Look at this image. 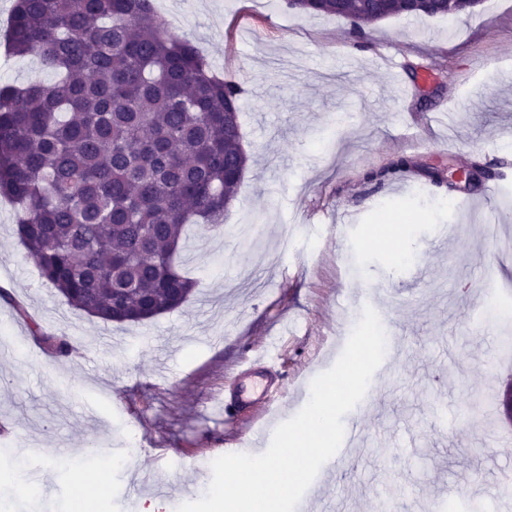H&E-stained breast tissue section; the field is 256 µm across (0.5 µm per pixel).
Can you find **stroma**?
<instances>
[{"label":"stroma","instance_id":"obj_1","mask_svg":"<svg viewBox=\"0 0 512 512\" xmlns=\"http://www.w3.org/2000/svg\"><path fill=\"white\" fill-rule=\"evenodd\" d=\"M211 69L239 82L249 156L219 233L190 239L183 269L197 286L182 308L116 324L71 306L41 278L0 198V512H73L93 452L122 455L88 512H132L164 484L169 503L201 498L211 463L269 447L305 405L312 380L340 357L364 299L391 349L364 405L344 423L366 445L312 482L320 512H498L500 471L482 422L502 401L512 317L492 293L512 281V198L484 222L486 190L512 194V0L453 17L390 18L363 30L277 0H154ZM404 158L412 173L386 169ZM481 171L449 192L448 170ZM438 170V178L426 169ZM453 224V238L441 236ZM391 226L398 243L377 240ZM67 336L57 356L36 332ZM268 363L251 364L259 353ZM275 373L279 390L224 419V393ZM138 448L128 451L129 437Z\"/></svg>","mask_w":512,"mask_h":512}]
</instances>
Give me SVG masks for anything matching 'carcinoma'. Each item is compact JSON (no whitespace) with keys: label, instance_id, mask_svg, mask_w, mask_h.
Segmentation results:
<instances>
[{"label":"carcinoma","instance_id":"obj_1","mask_svg":"<svg viewBox=\"0 0 512 512\" xmlns=\"http://www.w3.org/2000/svg\"><path fill=\"white\" fill-rule=\"evenodd\" d=\"M356 26L448 17V0H286ZM9 54L38 55L53 79L0 85V197L41 276L76 308L139 323L188 303L187 226L223 228L248 156L241 85L168 34L152 0H16ZM37 339L60 356L66 337Z\"/></svg>","mask_w":512,"mask_h":512}]
</instances>
